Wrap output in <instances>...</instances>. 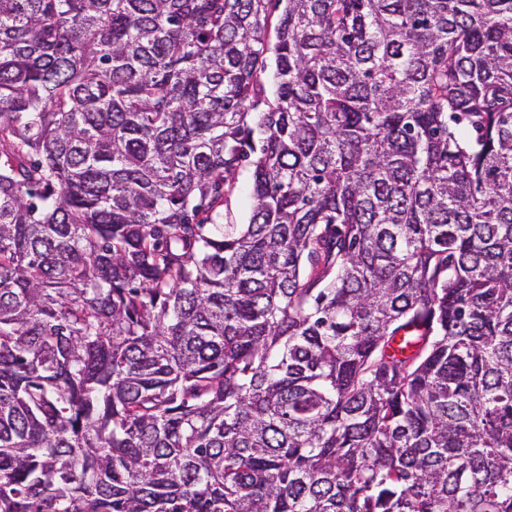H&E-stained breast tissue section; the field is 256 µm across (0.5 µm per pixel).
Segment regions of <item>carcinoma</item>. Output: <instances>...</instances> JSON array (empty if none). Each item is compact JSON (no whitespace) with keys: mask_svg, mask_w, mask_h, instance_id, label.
I'll list each match as a JSON object with an SVG mask.
<instances>
[{"mask_svg":"<svg viewBox=\"0 0 512 512\" xmlns=\"http://www.w3.org/2000/svg\"><path fill=\"white\" fill-rule=\"evenodd\" d=\"M0 512H512V0H0ZM283 5H284V3H282L278 8H276V9L273 8L271 10V14L268 18V24H267V27L265 30V42L268 45V47L270 48V50L267 53V56H269V59H268L269 65H268V69H267L266 73L262 75L261 79L263 80V82L265 84L267 95L270 98V100H273V98H274V89H275L273 82H272V70H273V65H274L273 58H272L273 57L272 48L274 47V44H275V27L278 23L280 15H281ZM253 168L246 166L240 168L235 178L230 181L229 195L227 205L224 201V221L228 214L227 207L230 210L232 220L237 224H246L249 220L251 211V175Z\"/></svg>","mask_w":512,"mask_h":512,"instance_id":"1","label":"carcinoma"}]
</instances>
